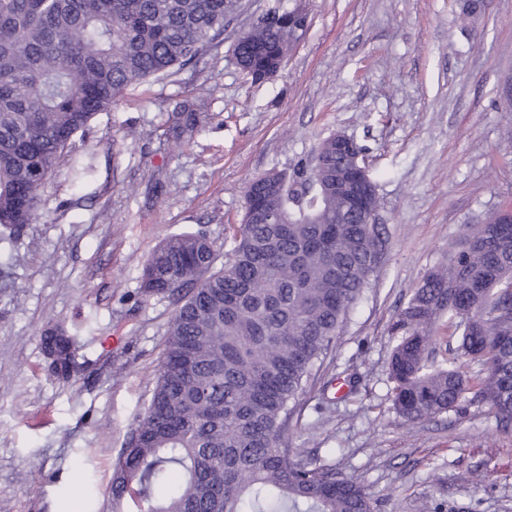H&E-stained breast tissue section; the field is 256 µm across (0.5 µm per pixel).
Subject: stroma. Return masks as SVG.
Segmentation results:
<instances>
[{"mask_svg":"<svg viewBox=\"0 0 512 512\" xmlns=\"http://www.w3.org/2000/svg\"><path fill=\"white\" fill-rule=\"evenodd\" d=\"M309 28L273 77L232 46L274 2ZM512 0L463 19L460 0H242L196 65L124 91L77 134L30 224L0 229V512H112V466L141 418L175 304L144 297L142 265L167 238L234 246L244 185L325 138L364 146L388 249L284 441L357 478L374 512H512V427L467 403L413 425L391 410L390 335L462 227L512 207ZM204 103L176 145L167 118ZM76 337L78 371H51L42 339Z\"/></svg>","mask_w":512,"mask_h":512,"instance_id":"obj_1","label":"stroma"}]
</instances>
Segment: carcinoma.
Listing matches in <instances>:
<instances>
[{
	"label": "carcinoma",
	"mask_w": 512,
	"mask_h": 512,
	"mask_svg": "<svg viewBox=\"0 0 512 512\" xmlns=\"http://www.w3.org/2000/svg\"><path fill=\"white\" fill-rule=\"evenodd\" d=\"M239 0H0V226L31 222L46 179L74 136L129 87L196 62L222 41ZM259 15L233 47L237 64L281 61L283 22ZM205 113L187 99L169 135L191 140ZM323 140L287 172L244 188L242 224L219 269L205 233L170 237L142 269L145 296L176 298L146 411L115 460L112 512H373L364 486L338 476L283 433L316 363L388 247L381 224L352 216ZM447 320L456 347L440 351ZM391 409L415 424L467 401L512 423V235L495 211L430 269L390 327ZM56 376L77 370L61 333L43 339Z\"/></svg>",
	"instance_id": "carcinoma-1"
}]
</instances>
